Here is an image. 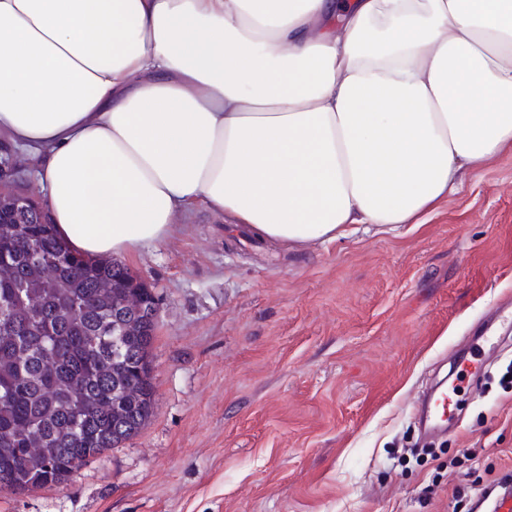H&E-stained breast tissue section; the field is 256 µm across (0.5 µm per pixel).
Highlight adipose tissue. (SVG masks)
Instances as JSON below:
<instances>
[{"mask_svg":"<svg viewBox=\"0 0 512 512\" xmlns=\"http://www.w3.org/2000/svg\"><path fill=\"white\" fill-rule=\"evenodd\" d=\"M0 135L89 257L199 206L287 245L416 224L512 149V0H0Z\"/></svg>","mask_w":512,"mask_h":512,"instance_id":"obj_1","label":"adipose tissue"}]
</instances>
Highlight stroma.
I'll return each instance as SVG.
<instances>
[{"label":"stroma","instance_id":"35a3bbf8","mask_svg":"<svg viewBox=\"0 0 512 512\" xmlns=\"http://www.w3.org/2000/svg\"><path fill=\"white\" fill-rule=\"evenodd\" d=\"M122 260L158 306L154 414L0 512H468L512 475V337L412 454L414 400L512 295V151L418 224L286 247L200 206Z\"/></svg>","mask_w":512,"mask_h":512}]
</instances>
